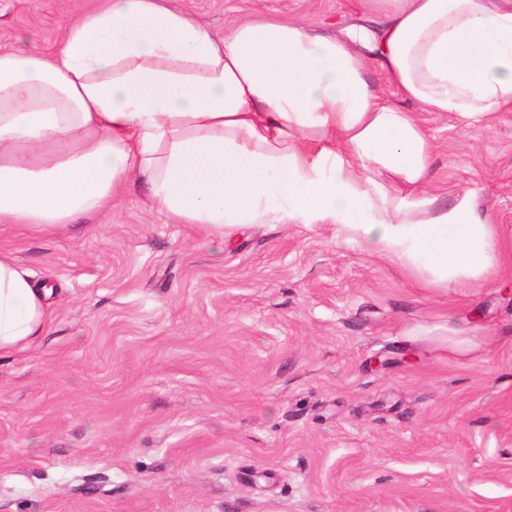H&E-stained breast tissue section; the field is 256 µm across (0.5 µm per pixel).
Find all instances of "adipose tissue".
<instances>
[{
    "label": "adipose tissue",
    "instance_id": "adipose-tissue-1",
    "mask_svg": "<svg viewBox=\"0 0 512 512\" xmlns=\"http://www.w3.org/2000/svg\"><path fill=\"white\" fill-rule=\"evenodd\" d=\"M365 2L333 35L260 16L219 37L165 0H103L56 53L0 52V224L67 227L133 181L219 237L334 224L426 284L484 279L501 226L473 193L432 191L416 111H512V0ZM53 293L0 251V355L44 336Z\"/></svg>",
    "mask_w": 512,
    "mask_h": 512
}]
</instances>
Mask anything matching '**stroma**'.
<instances>
[{
    "label": "stroma",
    "instance_id": "obj_1",
    "mask_svg": "<svg viewBox=\"0 0 512 512\" xmlns=\"http://www.w3.org/2000/svg\"><path fill=\"white\" fill-rule=\"evenodd\" d=\"M223 35L256 11L326 32L362 0H167ZM99 0H0V51H51ZM432 186L512 235V112H420ZM49 283L40 341L0 357V512H512V253L424 288L333 224L209 235L132 184L84 225L0 226ZM473 321L476 350L416 325Z\"/></svg>",
    "mask_w": 512,
    "mask_h": 512
}]
</instances>
